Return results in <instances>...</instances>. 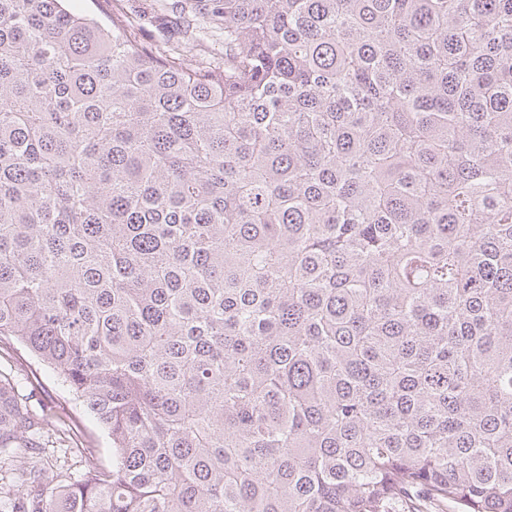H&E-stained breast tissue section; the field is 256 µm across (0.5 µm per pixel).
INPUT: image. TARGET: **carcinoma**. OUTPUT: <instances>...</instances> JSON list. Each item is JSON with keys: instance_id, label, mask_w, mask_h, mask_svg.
<instances>
[{"instance_id": "carcinoma-1", "label": "carcinoma", "mask_w": 512, "mask_h": 512, "mask_svg": "<svg viewBox=\"0 0 512 512\" xmlns=\"http://www.w3.org/2000/svg\"><path fill=\"white\" fill-rule=\"evenodd\" d=\"M212 2L0 0V512H512V0ZM124 10L139 35L148 45L165 46L190 39L194 45L185 56L187 64L201 57L224 53V38L205 24L198 9H212L211 2L200 0H122ZM196 9V10H195ZM0 370L13 376L18 392L27 399L32 409L39 411L43 405L46 408L56 404L65 408L66 424L62 426L60 435L66 442L59 445L57 441L54 445L61 448L49 447L46 450L45 465L50 473L61 470L74 479L80 478L84 470V458L75 449L71 450L73 452L67 450L65 455L64 449L67 446L94 448V458L99 464L112 465V450L105 431L81 402L61 388L51 369L37 365L20 350L17 354L0 352Z\"/></svg>"}]
</instances>
